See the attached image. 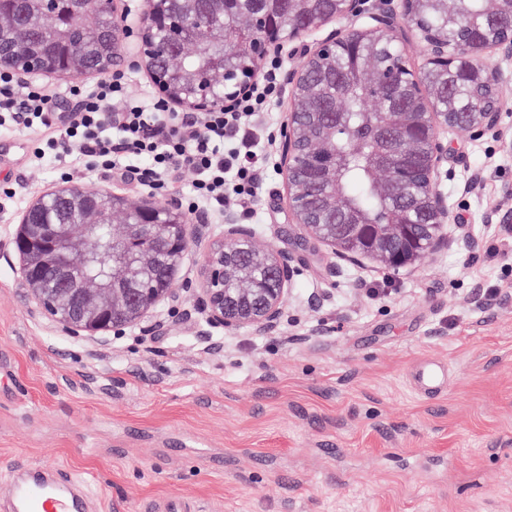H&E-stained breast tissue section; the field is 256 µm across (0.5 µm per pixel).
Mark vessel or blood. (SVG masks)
Returning a JSON list of instances; mask_svg holds the SVG:
<instances>
[{"label": "vessel or blood", "mask_w": 512, "mask_h": 512, "mask_svg": "<svg viewBox=\"0 0 512 512\" xmlns=\"http://www.w3.org/2000/svg\"><path fill=\"white\" fill-rule=\"evenodd\" d=\"M447 381L446 366L432 359L420 360L412 373L414 390L425 396L439 393ZM0 496L7 498L10 512H90L80 486L56 467L34 473L14 469L0 483Z\"/></svg>", "instance_id": "obj_1"}]
</instances>
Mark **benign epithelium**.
<instances>
[{"instance_id":"1","label":"benign epithelium","mask_w":512,"mask_h":512,"mask_svg":"<svg viewBox=\"0 0 512 512\" xmlns=\"http://www.w3.org/2000/svg\"><path fill=\"white\" fill-rule=\"evenodd\" d=\"M200 0H182V10L172 13L166 0H145L141 22L145 26V49L148 57L156 55V46L164 52L177 51L183 38H170L168 34L185 32L191 27L200 35L202 43H224L232 52L250 62L245 76L233 86H227L224 77L227 70H208L209 87L197 82V74L190 70L175 71L165 79H158L161 90L173 102L191 111L227 107L244 87L251 84L261 67L262 58L271 50L279 52L284 45L301 41L329 22V19L305 17L308 0H272L287 3L288 12L302 17L288 34L281 32V17L272 8L254 13L248 23L228 28L213 27L201 20L197 13ZM342 9L334 20H346L349 26L337 28L324 38L302 44L299 61L288 70L284 82L289 90L291 107L299 103L305 66L311 60H328L338 50L354 49L353 34L361 33L400 42L404 27L398 18L412 13L421 0H378L366 7L367 0H341ZM92 12L112 14L115 45L112 62L123 57L124 16L118 13L117 0H84ZM502 18L501 34L492 41L469 40L464 43H448L445 36L434 35L427 29L412 28L411 35L424 44L427 64L434 69L450 70L466 60L471 66L474 80L486 83L495 90L496 97L512 94V78L505 75L494 59L512 58V0H496ZM369 22L356 25L360 18ZM70 65L69 75L86 73L80 55L66 43H59ZM8 67L23 79L46 69L31 61L13 59ZM365 79L373 86L395 80L406 83L408 93L419 108L417 112H395L388 126L397 131L392 139L394 150L411 144L416 137L424 139L427 146V169L422 175L426 184L427 204L435 223L428 231H418L416 225L404 217L395 215L385 224L363 220L359 224H346L340 233L325 231L326 225L317 224L302 208L300 199L306 194L298 180L295 160L299 143L306 130L288 120L280 132V168L284 176L288 197L290 223L298 224L311 236L325 243L338 260L359 264L364 260L400 269L422 260L448 246L449 223L448 198L439 190L434 179L448 164V132L463 130L477 139L494 132L504 133L503 113L496 106H486L475 114L465 127L459 128L447 112H435L432 108L433 89L421 80L405 64L392 71H367ZM332 121L321 137V153L333 154L331 144L338 130L342 114L331 113ZM81 219L76 224H31L27 214H22L13 237L14 251L20 259V274L35 299L46 313L75 334L96 336L106 332H122L123 329L141 322L161 301L171 297L172 278L165 275L151 279L146 274L160 258H165L166 270L179 267L186 256L190 240L196 228L211 224L208 213L198 211L187 219L181 204L175 198L154 199L147 203L129 205L122 210H109L102 201L109 194L99 192L90 197L70 187ZM99 224L109 227L106 241L94 238L91 229ZM255 231L237 222L232 213L224 214L225 244L210 251L202 262V314L206 329L201 336L218 347L211 329L226 331L244 327L263 334L277 332L283 323L285 303L289 298L293 277L290 252L268 244L261 249L260 263L265 274L261 278L251 276L242 266L247 256L241 254L240 243L254 239Z\"/></svg>"}]
</instances>
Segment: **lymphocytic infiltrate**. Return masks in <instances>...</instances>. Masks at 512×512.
<instances>
[{
	"mask_svg": "<svg viewBox=\"0 0 512 512\" xmlns=\"http://www.w3.org/2000/svg\"><path fill=\"white\" fill-rule=\"evenodd\" d=\"M282 67L279 57H270L260 80L240 95L231 110L219 107L197 121L172 112L164 99L128 97L127 79L120 72L93 85L73 82L68 97L76 109L65 113L44 84L19 85L15 75L4 69L0 70V126L41 130L35 158L49 155L68 167L127 173L151 191L171 189L179 173L194 171V202L218 212L227 200L244 203L257 193L250 121L279 99ZM115 102L122 103V111H112ZM110 128L117 130V137L107 136Z\"/></svg>",
	"mask_w": 512,
	"mask_h": 512,
	"instance_id": "1",
	"label": "lymphocytic infiltrate"
}]
</instances>
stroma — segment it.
I'll return each instance as SVG.
<instances>
[{
	"label": "stroma",
	"instance_id": "stroma-1",
	"mask_svg": "<svg viewBox=\"0 0 512 512\" xmlns=\"http://www.w3.org/2000/svg\"><path fill=\"white\" fill-rule=\"evenodd\" d=\"M125 5L121 69L140 97L158 86L137 51L139 0ZM33 138L0 128V480L62 468L94 512H512V305L494 301L512 296V224L486 221L512 207L504 139L449 134L447 248L395 270L338 262L308 239L280 330L228 332L215 348L197 296L202 259L224 242L220 213L151 313L157 332L78 336L36 304L12 245L22 212L72 185L151 194L12 150ZM245 207L258 243L284 248L299 232L274 166ZM423 358L448 367L428 398L409 380Z\"/></svg>",
	"mask_w": 512,
	"mask_h": 512
}]
</instances>
